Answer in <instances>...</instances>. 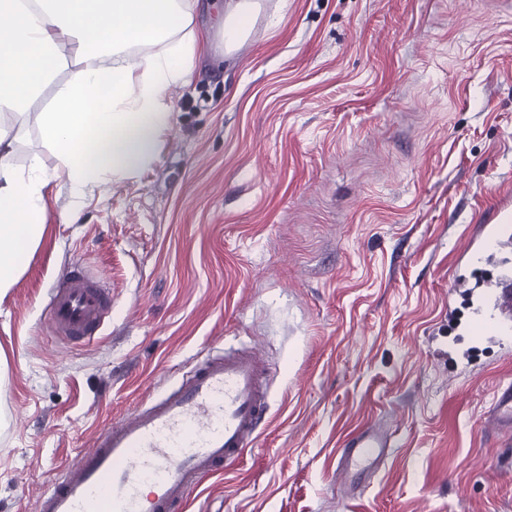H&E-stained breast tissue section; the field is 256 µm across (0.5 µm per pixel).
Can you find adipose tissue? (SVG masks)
I'll use <instances>...</instances> for the list:
<instances>
[{
    "mask_svg": "<svg viewBox=\"0 0 512 512\" xmlns=\"http://www.w3.org/2000/svg\"><path fill=\"white\" fill-rule=\"evenodd\" d=\"M196 8L197 0H0V294L43 235L52 179L36 163L24 173L12 167L10 119L71 69L37 122L72 196L110 174L135 175L170 126L167 90L190 83L207 44L193 28ZM155 44L158 53L131 52Z\"/></svg>",
    "mask_w": 512,
    "mask_h": 512,
    "instance_id": "adipose-tissue-1",
    "label": "adipose tissue"
}]
</instances>
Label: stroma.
I'll use <instances>...</instances> for the list:
<instances>
[{
  "label": "stroma",
  "mask_w": 512,
  "mask_h": 512,
  "mask_svg": "<svg viewBox=\"0 0 512 512\" xmlns=\"http://www.w3.org/2000/svg\"><path fill=\"white\" fill-rule=\"evenodd\" d=\"M217 0L171 124L134 177L81 199L45 189L42 239L0 297V512L34 494L215 341L259 344L269 420L185 512H512V434L493 427L512 338L449 333L450 294L512 205V0H264L257 38L224 53ZM12 166L61 161L36 116ZM112 291L96 340L59 343L48 295L72 267ZM396 448L365 489L345 436Z\"/></svg>",
  "instance_id": "35a3bbf8"
}]
</instances>
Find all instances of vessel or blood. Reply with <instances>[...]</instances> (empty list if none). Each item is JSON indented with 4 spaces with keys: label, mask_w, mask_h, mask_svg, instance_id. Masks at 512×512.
<instances>
[{
    "label": "vessel or blood",
    "mask_w": 512,
    "mask_h": 512,
    "mask_svg": "<svg viewBox=\"0 0 512 512\" xmlns=\"http://www.w3.org/2000/svg\"><path fill=\"white\" fill-rule=\"evenodd\" d=\"M512 243V225H493L480 253ZM484 302L470 326L473 336L512 333V266L483 283ZM111 293L87 271L63 275L49 298L50 331L88 343L102 328ZM267 370L249 348L217 352L183 375L164 395H147L124 418L104 426L60 477L36 494L37 512H178L191 491L228 470L253 447L266 419ZM492 420L512 430V383L496 391ZM395 442L368 426L349 435L338 466L343 474L374 473Z\"/></svg>",
    "instance_id": "b4317fda"
}]
</instances>
